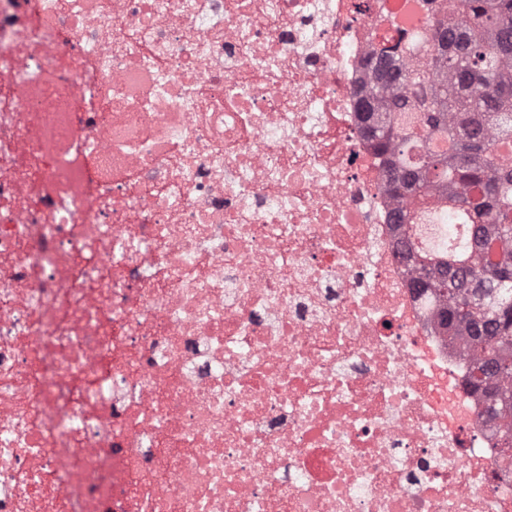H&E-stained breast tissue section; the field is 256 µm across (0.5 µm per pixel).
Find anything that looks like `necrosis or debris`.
<instances>
[{
  "mask_svg": "<svg viewBox=\"0 0 512 512\" xmlns=\"http://www.w3.org/2000/svg\"><path fill=\"white\" fill-rule=\"evenodd\" d=\"M391 0H0V512H512L358 101Z\"/></svg>",
  "mask_w": 512,
  "mask_h": 512,
  "instance_id": "1",
  "label": "necrosis or debris"
}]
</instances>
